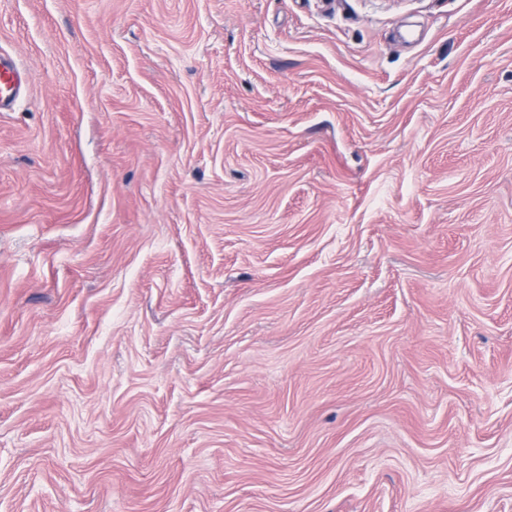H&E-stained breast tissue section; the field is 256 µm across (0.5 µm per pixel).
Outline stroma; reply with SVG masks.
I'll list each match as a JSON object with an SVG mask.
<instances>
[{
	"label": "stroma",
	"mask_w": 512,
	"mask_h": 512,
	"mask_svg": "<svg viewBox=\"0 0 512 512\" xmlns=\"http://www.w3.org/2000/svg\"><path fill=\"white\" fill-rule=\"evenodd\" d=\"M0 512H512V0H0ZM27 71L9 54L0 52V112L10 110L25 95Z\"/></svg>",
	"instance_id": "1"
}]
</instances>
